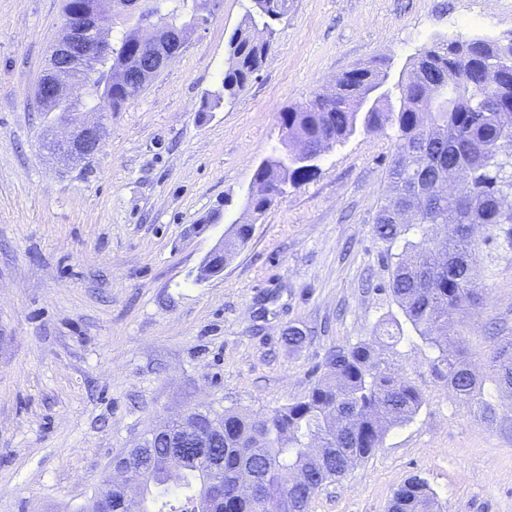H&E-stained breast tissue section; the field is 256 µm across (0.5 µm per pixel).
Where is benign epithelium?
<instances>
[{
    "label": "benign epithelium",
    "mask_w": 512,
    "mask_h": 512,
    "mask_svg": "<svg viewBox=\"0 0 512 512\" xmlns=\"http://www.w3.org/2000/svg\"><path fill=\"white\" fill-rule=\"evenodd\" d=\"M139 11L135 27L137 43L151 41L158 52L150 56L146 76L159 73L185 49L190 35L201 25L173 26L157 17L144 0H96L90 9L71 13L60 35L52 45L43 74L37 87L36 100L46 112L56 115L62 135L45 134V150L67 162L87 163L98 152L103 139V118L107 110L96 107L92 112L77 111L83 96L87 95L89 78L98 64L112 58V43L108 40L106 18L114 14ZM224 255V238H219L202 260L196 278L205 281L216 275L212 259ZM154 434L172 443L164 458L168 468L178 467L190 457L207 470L215 469V460L208 445L210 438L188 428L175 438L166 426ZM145 468L131 453L116 457L102 481V492L85 508V512H142L140 499L144 485Z\"/></svg>",
    "instance_id": "benign-epithelium-1"
}]
</instances>
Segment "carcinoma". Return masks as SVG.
Instances as JSON below:
<instances>
[{"mask_svg": "<svg viewBox=\"0 0 512 512\" xmlns=\"http://www.w3.org/2000/svg\"><path fill=\"white\" fill-rule=\"evenodd\" d=\"M167 20L181 22L204 7L206 0H164ZM251 5L231 36L230 67L221 87L208 96L205 108L217 109L235 97L259 70L275 40L274 23L288 13L289 0H250ZM505 68L492 72L488 61ZM110 65L92 79L93 100H112L120 112L131 101L123 89L110 86ZM389 74L358 67L346 72L328 99L313 95L305 104L279 113L283 144L305 143L322 155L383 120L396 125L399 154L415 151L410 170L394 159L389 168L392 195L379 210L375 235L390 244L402 240V252L388 256L389 290L403 320L383 329L387 344L404 338L403 324L438 355L430 367L448 380L461 400L484 422L495 424L498 405L486 380L471 369L458 328L467 308L481 303L474 267L493 250H512V39H453L424 48L410 70L388 85ZM397 97L399 108L392 107ZM494 107L478 110L480 100ZM317 165L290 151L277 152L258 168L246 192V209L261 214L288 185L314 176ZM453 170L461 176L458 191L441 197L434 187ZM249 224H232L227 253L245 243ZM328 374L301 401L262 414L226 408L199 415L202 424H224L222 464L214 479L221 492L207 489L184 512H308L324 485L341 479L382 444L391 425L410 421L423 398L416 385L398 376L370 343L334 348L326 358ZM495 389L512 387V336L504 338L490 361ZM192 479L162 470L150 472L144 494L173 481L190 487L209 473L185 464ZM255 475L256 493L238 491L240 474ZM428 483L412 476L397 488L392 512H436Z\"/></svg>", "mask_w": 512, "mask_h": 512, "instance_id": "carcinoma-1", "label": "carcinoma"}]
</instances>
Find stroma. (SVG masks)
I'll return each instance as SVG.
<instances>
[{"instance_id": "35a3bbf8", "label": "stroma", "mask_w": 512, "mask_h": 512, "mask_svg": "<svg viewBox=\"0 0 512 512\" xmlns=\"http://www.w3.org/2000/svg\"><path fill=\"white\" fill-rule=\"evenodd\" d=\"M249 0L215 18L72 166L42 146L35 88L64 25L63 0H0V512H78L113 459L193 407L267 412L301 400L327 352L375 339L400 311L388 244L373 232L390 192L396 126L329 149L310 181L265 213L245 208L257 165L280 151L278 114L343 73L398 77L418 50L512 36V0H290L244 90L202 109L230 65ZM252 227L223 271L197 268L230 224ZM463 317L473 366L512 336V251L478 271ZM301 329L300 349L283 340ZM406 332L385 356L424 403L380 448L324 485L309 512H386L411 476L440 512H512V408L488 425Z\"/></svg>"}]
</instances>
